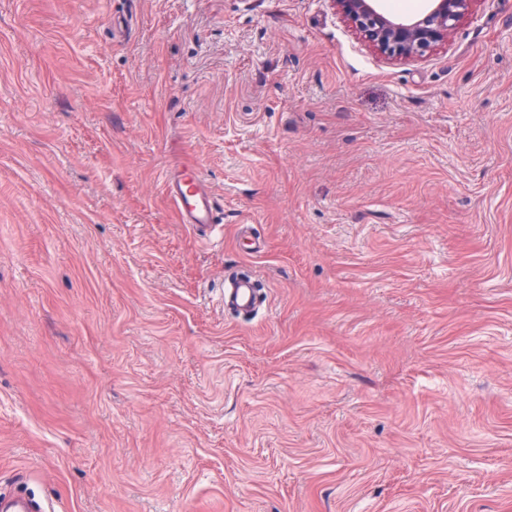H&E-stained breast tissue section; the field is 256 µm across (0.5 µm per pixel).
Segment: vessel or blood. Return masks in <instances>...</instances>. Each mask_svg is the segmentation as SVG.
<instances>
[{
  "label": "vessel or blood",
  "mask_w": 512,
  "mask_h": 512,
  "mask_svg": "<svg viewBox=\"0 0 512 512\" xmlns=\"http://www.w3.org/2000/svg\"><path fill=\"white\" fill-rule=\"evenodd\" d=\"M164 188L181 223L204 232L216 226L217 201L196 165H182L166 177ZM257 292L256 282L248 271L225 274L224 303L237 315L248 317L255 313Z\"/></svg>",
  "instance_id": "vessel-or-blood-1"
}]
</instances>
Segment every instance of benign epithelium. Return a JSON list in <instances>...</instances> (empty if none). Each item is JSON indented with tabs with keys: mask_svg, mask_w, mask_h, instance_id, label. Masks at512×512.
<instances>
[{
	"mask_svg": "<svg viewBox=\"0 0 512 512\" xmlns=\"http://www.w3.org/2000/svg\"><path fill=\"white\" fill-rule=\"evenodd\" d=\"M351 31L389 62L420 59L448 42L473 13L478 0H430L415 17H396L377 7V0H331Z\"/></svg>",
	"mask_w": 512,
	"mask_h": 512,
	"instance_id": "1",
	"label": "benign epithelium"
}]
</instances>
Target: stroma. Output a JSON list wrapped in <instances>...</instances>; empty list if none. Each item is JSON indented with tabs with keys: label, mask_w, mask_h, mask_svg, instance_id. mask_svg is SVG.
Wrapping results in <instances>:
<instances>
[{
	"label": "stroma",
	"mask_w": 512,
	"mask_h": 512,
	"mask_svg": "<svg viewBox=\"0 0 512 512\" xmlns=\"http://www.w3.org/2000/svg\"><path fill=\"white\" fill-rule=\"evenodd\" d=\"M188 162L210 238L164 192ZM17 486L55 512H512V0L406 62L330 0H0ZM257 285L245 270H236L224 276V306L239 316L249 317L256 309Z\"/></svg>",
	"instance_id": "35a3bbf8"
}]
</instances>
